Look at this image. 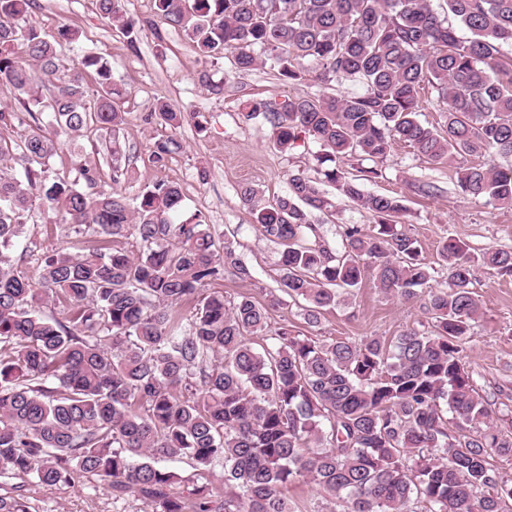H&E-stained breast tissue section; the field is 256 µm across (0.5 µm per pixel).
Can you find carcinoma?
<instances>
[{
	"label": "carcinoma",
	"mask_w": 512,
	"mask_h": 512,
	"mask_svg": "<svg viewBox=\"0 0 512 512\" xmlns=\"http://www.w3.org/2000/svg\"><path fill=\"white\" fill-rule=\"evenodd\" d=\"M34 2L0 0V85L20 106L0 110V161H25L20 174H0V477L20 480L0 493V512H31L29 479L54 488L84 478L153 512H292L283 490L296 482L314 484L337 512H413L419 502L425 512H512V475L493 464L512 457V419L493 417L496 401L465 361L482 315L475 266L511 277L512 249L477 254L448 238L438 251L447 277L431 288L434 268L398 221L401 200L360 188L403 144L453 167L462 196L512 208V166L495 163L512 158V57L501 52L512 43V0H445V16L430 0H152L206 62L229 53L239 72L267 65L284 82L359 85L340 97L253 99L245 117L262 118L282 152L312 138L325 181L371 226L345 225L331 248L309 215L334 204L302 171L272 203L251 186L239 191L280 246V291L304 303L308 323L367 274L386 296L425 299L430 330L359 342L271 325L280 297L204 294L252 278L250 268L199 216L174 222L179 184L155 180L132 200L114 188L129 175L125 90L101 56L63 65L60 48L76 32L46 38L29 21ZM96 7L135 46L141 26L120 0ZM33 64L49 77L45 95ZM428 96L443 112L437 127L418 120ZM152 115L173 130L189 119L163 98ZM83 130L112 133L107 189L97 168L51 174L59 134ZM180 149L172 136L158 140L149 161L161 168ZM353 161L371 165L347 178L339 166ZM35 205L88 245L43 251L27 235ZM182 459L186 477L162 466Z\"/></svg>",
	"instance_id": "1"
}]
</instances>
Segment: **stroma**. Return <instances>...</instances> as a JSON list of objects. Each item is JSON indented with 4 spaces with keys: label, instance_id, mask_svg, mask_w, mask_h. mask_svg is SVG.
Segmentation results:
<instances>
[{
    "label": "stroma",
    "instance_id": "obj_1",
    "mask_svg": "<svg viewBox=\"0 0 512 512\" xmlns=\"http://www.w3.org/2000/svg\"><path fill=\"white\" fill-rule=\"evenodd\" d=\"M30 20L49 38L64 25L74 30L78 39L63 47V55L70 59L86 53L104 56L114 79L126 87L123 109L127 122L120 138L126 146L122 164L129 176L119 184V191L133 198L154 180L178 183L186 196L185 215L202 214L217 243H232L252 271L249 280L224 281L225 297L247 294L266 302L278 289L277 248L242 207L238 190L252 185L270 202L284 196L289 173L315 174L319 147L309 141L289 152L276 150L269 126L259 119H245L244 106L258 98L278 101L329 90L349 94L353 85L347 82L329 88L309 78L285 83L266 67L239 73L226 59L207 63L182 33L164 25L156 30L143 28L132 48L121 30L100 16L95 0H36ZM212 83L223 85V94H211L208 86ZM159 98L182 111L199 113L205 132H198L190 121L174 130L150 119ZM171 135L181 141V150L168 158L165 167H153L148 160L153 143ZM424 180L438 184L441 196L417 194L413 186ZM362 188L401 198L405 207L401 221L420 241L430 263H437V249L450 236L477 250L490 245L512 248V209L463 198L456 190L452 167H432L408 147H395L382 164L381 177L364 182ZM322 189L335 198L336 211L330 216L312 214L310 221L328 242H336L339 225L370 224V216L339 197L335 185L326 183ZM475 290L483 303V316L473 329L466 362L478 387L486 393L503 387L500 400L507 403L512 401V279L480 268ZM271 321L293 324L305 336L360 340L388 338L403 328L427 323L428 318L422 303L384 296L367 279L347 304L324 312L318 324H307L294 305L272 311ZM26 494L32 512H151L134 496L113 503L97 482L48 488L31 480Z\"/></svg>",
    "mask_w": 512,
    "mask_h": 512
}]
</instances>
